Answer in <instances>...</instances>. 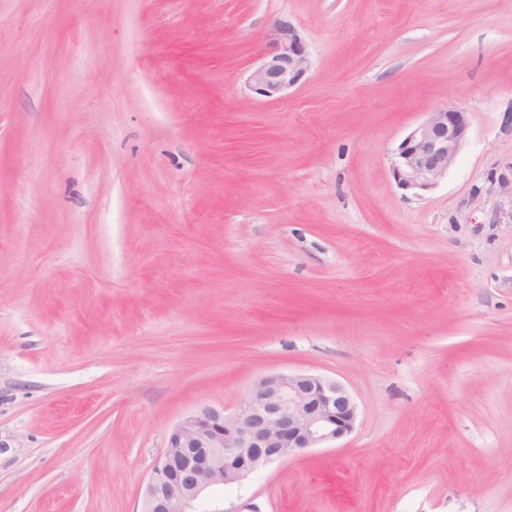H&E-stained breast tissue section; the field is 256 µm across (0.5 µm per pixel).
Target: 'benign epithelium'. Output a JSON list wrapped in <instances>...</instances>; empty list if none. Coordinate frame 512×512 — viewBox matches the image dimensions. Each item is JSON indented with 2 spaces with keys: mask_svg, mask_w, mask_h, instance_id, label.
Segmentation results:
<instances>
[{
  "mask_svg": "<svg viewBox=\"0 0 512 512\" xmlns=\"http://www.w3.org/2000/svg\"><path fill=\"white\" fill-rule=\"evenodd\" d=\"M273 51L247 78L255 95L280 100L310 66L306 44L289 23L272 33ZM470 132L468 113L446 107L428 113L404 138L391 161L398 188L416 194L448 175ZM358 407L340 383L309 373L257 380L231 413L203 407L171 430L143 492V512H193L207 492L240 483L253 472L307 448L351 434Z\"/></svg>",
  "mask_w": 512,
  "mask_h": 512,
  "instance_id": "benign-epithelium-1",
  "label": "benign epithelium"
}]
</instances>
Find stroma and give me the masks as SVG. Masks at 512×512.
<instances>
[{
    "instance_id": "obj_1",
    "label": "stroma",
    "mask_w": 512,
    "mask_h": 512,
    "mask_svg": "<svg viewBox=\"0 0 512 512\" xmlns=\"http://www.w3.org/2000/svg\"><path fill=\"white\" fill-rule=\"evenodd\" d=\"M511 170L512 0H0V512H142L177 422L288 371L356 428L226 512H512ZM273 51L265 54L247 78L255 95L280 100L299 84L310 66L306 44L289 23H279L272 33ZM469 132L468 112L454 107L429 112L407 134L391 161L398 188L419 194L437 187L455 163Z\"/></svg>"
}]
</instances>
